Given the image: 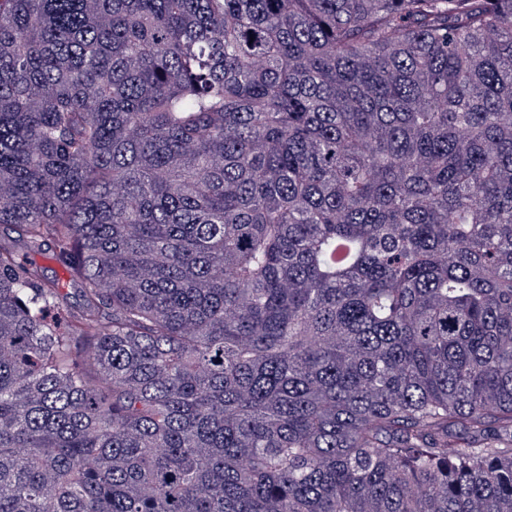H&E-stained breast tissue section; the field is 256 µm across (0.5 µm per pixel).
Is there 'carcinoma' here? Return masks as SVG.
I'll return each instance as SVG.
<instances>
[{"instance_id":"cac0c4a2","label":"carcinoma","mask_w":512,"mask_h":512,"mask_svg":"<svg viewBox=\"0 0 512 512\" xmlns=\"http://www.w3.org/2000/svg\"><path fill=\"white\" fill-rule=\"evenodd\" d=\"M4 230L0 512H512V0H0ZM34 260L43 268L45 275L59 282L60 287L63 288V292L68 294V301L72 305H76L79 302L78 293L65 271L46 255H35Z\"/></svg>"}]
</instances>
